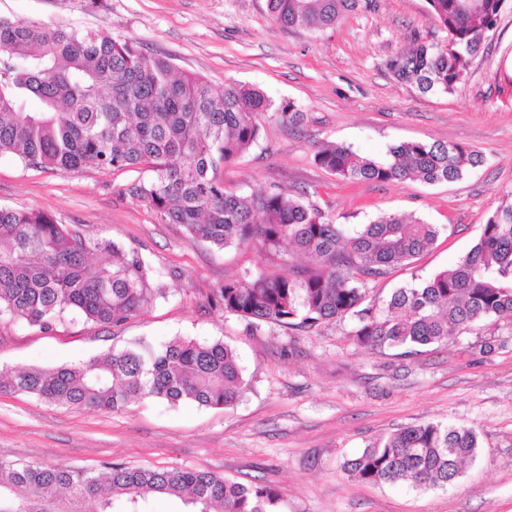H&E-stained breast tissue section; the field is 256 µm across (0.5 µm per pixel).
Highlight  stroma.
I'll list each match as a JSON object with an SVG mask.
<instances>
[{
	"label": "stroma",
	"instance_id": "1",
	"mask_svg": "<svg viewBox=\"0 0 512 512\" xmlns=\"http://www.w3.org/2000/svg\"><path fill=\"white\" fill-rule=\"evenodd\" d=\"M426 0H371L335 27L285 30L266 0H0V16L47 26L95 28L172 59L213 87L255 86L274 108L294 105L304 122L265 118L256 145L224 168L225 188L273 187L305 194L338 224L404 214L442 231L429 251L375 283L384 299L412 279L458 263L489 215L512 202V9L451 94L421 93L387 68L416 42L442 44ZM459 143L483 153L482 165L451 183L342 181L314 161L336 142L381 158L402 141ZM135 171L28 168L0 158V206L42 210L91 241L136 251L165 289L117 328L65 321L53 330L0 321V375L52 368L121 350L140 339L176 337L234 348L247 387L236 404L212 409L141 399L110 413L46 402L0 389V461L99 470L198 469L246 485L279 489L284 512H512V321L403 354L360 348L352 324L313 330L247 320L218 310L226 279L281 273L284 258L258 246L219 249L164 224L125 189ZM473 428L478 454L444 489L352 478L346 460L411 425Z\"/></svg>",
	"mask_w": 512,
	"mask_h": 512
}]
</instances>
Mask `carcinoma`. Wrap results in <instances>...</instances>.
Wrapping results in <instances>:
<instances>
[{"instance_id":"carcinoma-1","label":"carcinoma","mask_w":512,"mask_h":512,"mask_svg":"<svg viewBox=\"0 0 512 512\" xmlns=\"http://www.w3.org/2000/svg\"><path fill=\"white\" fill-rule=\"evenodd\" d=\"M512 0H426L428 19L450 45L420 42L393 56L390 71L424 93H452L471 59ZM368 0H267L284 29L333 27ZM271 101L258 88L215 89L166 58L94 29L47 27L0 17V157L39 169H147L127 192L191 240L219 249L259 245L274 254L303 253L312 266L261 271L217 289L215 308L250 322L313 329L353 322L362 348H412L448 340L487 321L512 318V204L488 217L483 233L452 269L370 296L371 284L430 249L440 229L391 214L349 228L283 191L261 195L224 187V164L261 134ZM296 125L305 113L288 104L274 113ZM316 163L350 181L454 182L481 165L483 154L456 143L405 141L376 159L327 142ZM94 251L107 259L93 263ZM143 257L113 242L92 243L40 210L0 206V319L51 331L72 316L117 327L152 296ZM14 391L54 403L114 411L152 397L225 409L246 387L234 349L222 342L175 338L160 348L141 343L78 364L23 369L7 378ZM478 452L471 428L425 423L402 428L348 460L367 483L444 488ZM177 497L189 512H280L269 485L245 486L196 469L130 468L104 472L67 465L0 463V512H143L151 497Z\"/></svg>"}]
</instances>
